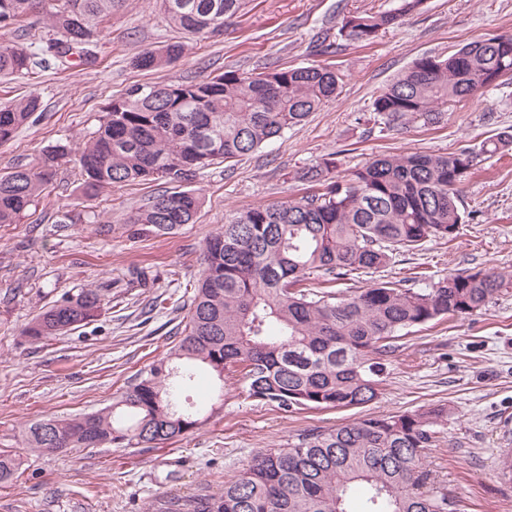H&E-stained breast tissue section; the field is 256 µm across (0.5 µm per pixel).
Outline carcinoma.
<instances>
[{
	"label": "carcinoma",
	"mask_w": 512,
	"mask_h": 512,
	"mask_svg": "<svg viewBox=\"0 0 512 512\" xmlns=\"http://www.w3.org/2000/svg\"><path fill=\"white\" fill-rule=\"evenodd\" d=\"M422 0H401L394 12H353L341 31L370 44ZM120 0H0V29L36 12L52 38L0 44V73L25 76L73 56L91 62L105 17ZM242 0H162L171 24L197 38L224 32ZM169 43L133 60L142 70L182 58ZM512 77V35L473 40L446 58L422 56L372 101L386 125L433 121L456 103L481 97ZM340 76L324 65L239 73L199 81L134 85L105 108L85 145L57 146L38 164L0 177V224H16L68 157L89 198L114 184L166 178L181 183L217 159L248 155L304 122L336 97ZM30 94L0 108V144L40 110ZM512 148V134L489 137L456 153L373 158L336 175L325 159L299 179L322 192L251 208L208 235L187 321L174 348L155 359L111 405L92 413L28 423V446L53 454L66 448L155 447L207 421L181 391L205 369L217 380L210 413L224 407V380L284 413L362 407L378 398L396 333L445 316L472 315L497 294L504 278L491 271L455 274L419 290L373 284L342 297L324 287L359 270H377L393 252L431 237L450 238L464 223L459 186L480 157ZM201 201L188 191L158 195L131 219L168 233L195 222ZM98 290L62 295L32 319L30 341L68 334L103 309ZM437 409L364 418L313 431L288 448L265 450L218 497H200L186 512H458L445 493L421 492L429 480L424 450L435 443ZM20 466L0 453V484Z\"/></svg>",
	"instance_id": "1"
}]
</instances>
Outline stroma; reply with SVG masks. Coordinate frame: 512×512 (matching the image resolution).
I'll use <instances>...</instances> for the list:
<instances>
[{
  "instance_id": "obj_1",
  "label": "stroma",
  "mask_w": 512,
  "mask_h": 512,
  "mask_svg": "<svg viewBox=\"0 0 512 512\" xmlns=\"http://www.w3.org/2000/svg\"><path fill=\"white\" fill-rule=\"evenodd\" d=\"M401 0H244L223 34L192 40L162 70L135 68L147 49L186 39L159 0H124L103 23L97 59L27 78L0 75V107L36 94L41 115L0 145V176L35 163L55 146L82 145L104 107L134 85L200 80L227 70L259 73L327 65L343 79L340 94L307 121L255 153L210 165L183 190L201 199L195 223L162 234L132 218L149 199L172 190L167 179L112 186L79 199L78 170L63 164L36 207L17 224H0V452L19 457L0 484V512H150L153 505L217 497L252 457L285 448L313 430L369 416L442 408L438 445L423 465L459 512H512V483L497 476L512 431V152L479 163L459 189L464 222L456 238H431L396 252L377 272L333 283L337 294L376 282L426 288L451 274L495 270L505 284L471 316L402 330L383 374L380 397L365 407L293 414L224 390V408L200 430L157 448H73L41 455L27 445L35 419L92 412L112 402L140 371L174 345L184 327L204 239L237 213L311 192L299 172L335 159L344 176L376 155H445L512 133V79L464 101L438 122L379 126L376 95L415 59L445 57L472 40L512 34V0H422L372 44L341 37L344 15L384 12ZM145 270L139 284L133 270ZM95 288L100 315L69 335L30 342L21 331L63 294ZM163 307L149 311L155 298Z\"/></svg>"
}]
</instances>
